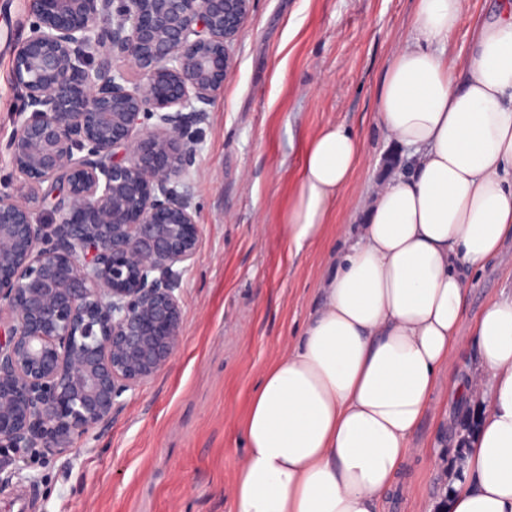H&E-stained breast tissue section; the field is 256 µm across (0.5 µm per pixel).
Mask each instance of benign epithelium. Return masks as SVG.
Masks as SVG:
<instances>
[{"label": "benign epithelium", "mask_w": 512, "mask_h": 512, "mask_svg": "<svg viewBox=\"0 0 512 512\" xmlns=\"http://www.w3.org/2000/svg\"><path fill=\"white\" fill-rule=\"evenodd\" d=\"M252 0H29L5 145L55 223L0 190V473L63 456L180 348L197 256L185 136L232 69Z\"/></svg>", "instance_id": "7a95c632"}]
</instances>
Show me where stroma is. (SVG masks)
Here are the masks:
<instances>
[{
  "mask_svg": "<svg viewBox=\"0 0 512 512\" xmlns=\"http://www.w3.org/2000/svg\"><path fill=\"white\" fill-rule=\"evenodd\" d=\"M497 0H470L449 49L465 56ZM417 0H253L231 46L232 72L190 133L186 180L199 251L178 290L183 342L170 364L125 393L111 422L67 455L26 449V468L0 491V512H234L242 424L261 372L292 347L319 306L322 270L362 231L374 186L407 151L378 122L375 94L392 51L413 29ZM28 0H0V149L14 130L12 62L28 34ZM340 123L361 136L367 163L344 192L332 247L290 250L277 226L307 140ZM467 313L512 292V252L466 272ZM480 403L453 404L440 376L411 442V493L387 512H428L448 496Z\"/></svg>",
  "mask_w": 512,
  "mask_h": 512,
  "instance_id": "35a3bbf8",
  "label": "stroma"
}]
</instances>
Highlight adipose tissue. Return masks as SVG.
<instances>
[{
  "instance_id": "adipose-tissue-1",
  "label": "adipose tissue",
  "mask_w": 512,
  "mask_h": 512,
  "mask_svg": "<svg viewBox=\"0 0 512 512\" xmlns=\"http://www.w3.org/2000/svg\"><path fill=\"white\" fill-rule=\"evenodd\" d=\"M468 0H418L375 111L408 166L376 187L358 241L320 276L322 300L262 372L243 423L235 512H382L462 329L477 360L451 380L483 414L448 512H512V295L467 319L461 273L512 241V0L479 21L471 53L445 47ZM363 141L341 124L307 142L280 234L325 242Z\"/></svg>"
}]
</instances>
